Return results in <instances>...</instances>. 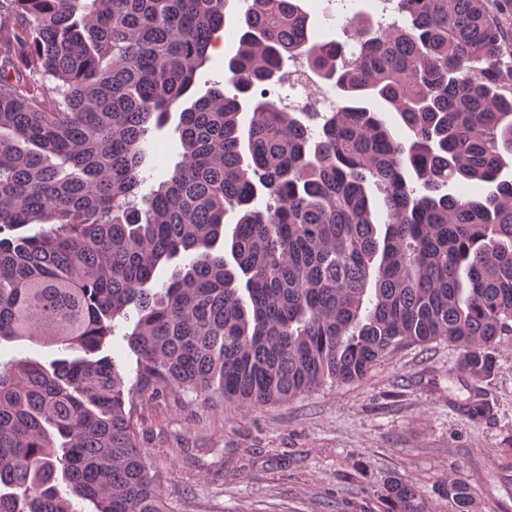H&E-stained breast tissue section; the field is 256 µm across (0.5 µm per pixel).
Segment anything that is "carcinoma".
Masks as SVG:
<instances>
[{"label":"carcinoma","instance_id":"obj_1","mask_svg":"<svg viewBox=\"0 0 512 512\" xmlns=\"http://www.w3.org/2000/svg\"><path fill=\"white\" fill-rule=\"evenodd\" d=\"M231 2L0 0V341L64 353L0 361V512H81L74 497L169 512L126 409L137 390L256 408L437 340L471 377L496 371L512 333V0H393L397 24L353 17L352 50L312 40L301 0H245L240 17ZM234 19L233 93L199 95ZM182 101L180 160L143 194L148 134ZM473 181L493 189L448 193ZM131 306L128 387L97 353ZM385 491L389 512H424L413 483ZM444 492L473 512L467 482Z\"/></svg>","mask_w":512,"mask_h":512}]
</instances>
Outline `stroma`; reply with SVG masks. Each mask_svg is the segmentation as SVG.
Masks as SVG:
<instances>
[{
  "mask_svg": "<svg viewBox=\"0 0 512 512\" xmlns=\"http://www.w3.org/2000/svg\"><path fill=\"white\" fill-rule=\"evenodd\" d=\"M311 35L346 42L348 17L379 0H303ZM148 185L179 160L173 127L150 136ZM484 381L445 341L395 349L362 382L327 383L280 404L243 409L194 393L136 397L133 421L172 512H388L387 481L416 484L426 512H455L443 486L467 481L475 512H512V334ZM489 405L470 420L472 394Z\"/></svg>",
  "mask_w": 512,
  "mask_h": 512,
  "instance_id": "stroma-1",
  "label": "stroma"
}]
</instances>
